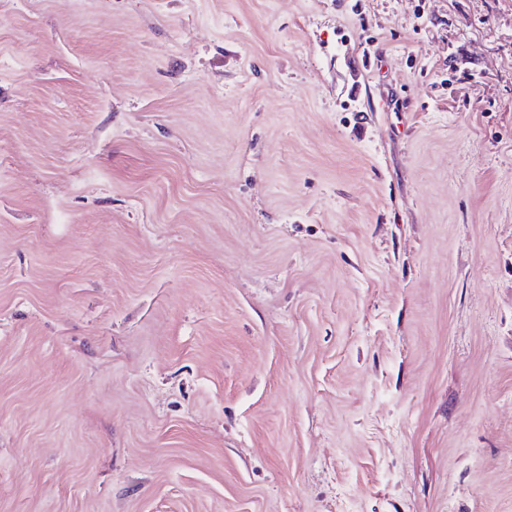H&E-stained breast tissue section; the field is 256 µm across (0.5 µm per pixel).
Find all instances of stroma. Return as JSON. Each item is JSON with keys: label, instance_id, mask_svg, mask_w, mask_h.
I'll list each match as a JSON object with an SVG mask.
<instances>
[{"label": "stroma", "instance_id": "stroma-1", "mask_svg": "<svg viewBox=\"0 0 512 512\" xmlns=\"http://www.w3.org/2000/svg\"><path fill=\"white\" fill-rule=\"evenodd\" d=\"M0 512H512V0H0Z\"/></svg>", "mask_w": 512, "mask_h": 512}]
</instances>
